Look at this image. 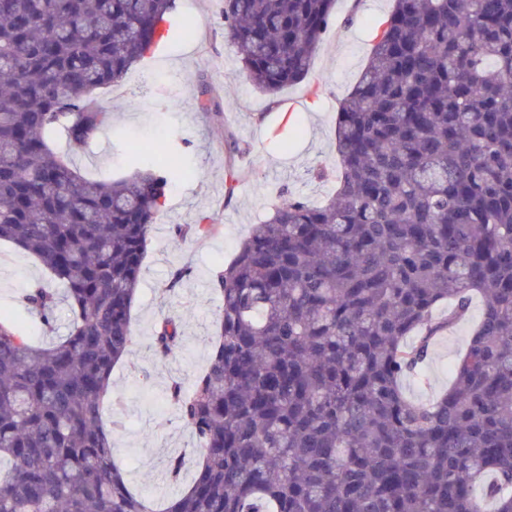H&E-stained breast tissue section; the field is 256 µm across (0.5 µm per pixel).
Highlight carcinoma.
Here are the masks:
<instances>
[{"mask_svg": "<svg viewBox=\"0 0 512 512\" xmlns=\"http://www.w3.org/2000/svg\"><path fill=\"white\" fill-rule=\"evenodd\" d=\"M335 3L224 0L257 88L306 78ZM174 7L0 0V240L63 286L29 289L27 310L47 329L69 317L42 347L0 315V512H155L128 488L103 394L177 165L145 151L90 179L53 139L97 138V91L162 41ZM335 139L336 195L275 206L218 276L208 367L167 394L196 471L162 512H512V0H394ZM475 296L448 390L410 399L403 379ZM181 341L164 322L155 356ZM183 473L170 458L168 480Z\"/></svg>", "mask_w": 512, "mask_h": 512, "instance_id": "1", "label": "carcinoma"}]
</instances>
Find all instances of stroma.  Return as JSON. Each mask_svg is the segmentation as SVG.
Listing matches in <instances>:
<instances>
[{"mask_svg": "<svg viewBox=\"0 0 512 512\" xmlns=\"http://www.w3.org/2000/svg\"><path fill=\"white\" fill-rule=\"evenodd\" d=\"M175 3L177 16L194 17L195 37L174 31L164 53L104 90L111 120L96 149L57 142L93 177L125 175L129 153L148 145L186 162L143 261L131 315L132 352L112 371L113 404L103 415L114 425L112 446L130 489L158 503L180 491L166 476L169 457L195 443L165 395L175 382L190 389L208 364L222 304L217 277L273 205L288 198L320 205L335 193L337 111L393 5L338 0L308 76L269 96L248 79L235 47L224 39V0ZM179 224L187 233L176 234ZM179 269L187 277L170 286ZM48 281L35 257L0 242V311L23 314L22 294ZM480 314V301H473L466 319L434 342L422 378L403 381L408 397L426 403L447 388L452 363ZM167 318L182 322L183 343L160 360L151 338Z\"/></svg>", "mask_w": 512, "mask_h": 512, "instance_id": "obj_1", "label": "stroma"}]
</instances>
